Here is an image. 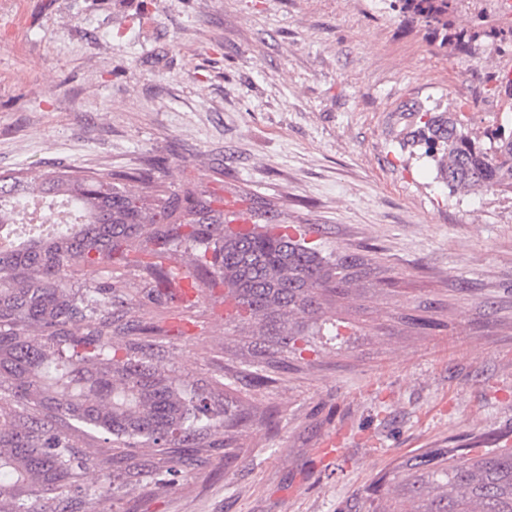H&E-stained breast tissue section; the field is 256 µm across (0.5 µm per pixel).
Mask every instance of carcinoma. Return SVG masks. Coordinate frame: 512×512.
I'll use <instances>...</instances> for the list:
<instances>
[{"instance_id":"obj_1","label":"carcinoma","mask_w":512,"mask_h":512,"mask_svg":"<svg viewBox=\"0 0 512 512\" xmlns=\"http://www.w3.org/2000/svg\"><path fill=\"white\" fill-rule=\"evenodd\" d=\"M456 0H393L399 13L425 24L441 45L460 53L477 35L448 32ZM403 144L425 146L449 193L512 194V130L486 133L483 144L462 112H435L420 103L401 110ZM164 168L148 162L130 174H81L49 169L0 172V238L27 217L33 200L70 202L82 216L74 226L37 232L0 246V512H38L33 502L75 487L105 512L116 476L98 468L79 439L63 431L102 430L125 449L146 457L123 475L129 485L145 477L180 475L188 460L224 449L230 438H211L237 426L224 389L187 390L168 371L144 360L146 345L131 336L134 324L112 282L75 284V269L101 264L136 267L146 297L181 310L206 290L224 287L235 313L228 321L276 338L277 351L301 353L300 325L339 335L325 317L329 296L347 295L364 262L322 255L284 225L224 223L204 182L163 189ZM194 262L170 264L181 246ZM253 385L272 381L261 362L247 364ZM354 512H512V448H427L402 459L356 500Z\"/></svg>"}]
</instances>
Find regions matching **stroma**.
I'll return each instance as SVG.
<instances>
[{"label":"stroma","instance_id":"stroma-1","mask_svg":"<svg viewBox=\"0 0 512 512\" xmlns=\"http://www.w3.org/2000/svg\"><path fill=\"white\" fill-rule=\"evenodd\" d=\"M512 55L440 46L391 0H0V170L109 173L164 160L204 177L224 217L294 225L366 274L333 301L338 339L271 383L239 379L241 454L164 488L111 485L110 512H342L421 448L512 442V195L449 194L396 139L397 108L463 106L474 130ZM224 290L169 329L162 364L192 389L257 358Z\"/></svg>","mask_w":512,"mask_h":512}]
</instances>
